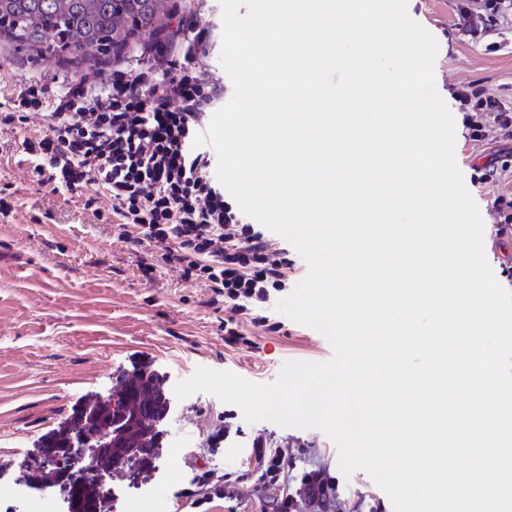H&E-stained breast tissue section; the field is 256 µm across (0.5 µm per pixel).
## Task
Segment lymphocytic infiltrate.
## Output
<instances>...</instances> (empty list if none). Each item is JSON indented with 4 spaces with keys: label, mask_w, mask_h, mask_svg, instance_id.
Returning a JSON list of instances; mask_svg holds the SVG:
<instances>
[{
    "label": "lymphocytic infiltrate",
    "mask_w": 512,
    "mask_h": 512,
    "mask_svg": "<svg viewBox=\"0 0 512 512\" xmlns=\"http://www.w3.org/2000/svg\"><path fill=\"white\" fill-rule=\"evenodd\" d=\"M180 11L169 40L182 48L183 66L157 59L132 74L116 71L52 92L29 80L9 97L0 125L38 117L43 133L21 146L40 183L70 193L95 185L121 238L148 242L164 264L204 284L212 303L275 332L278 324L262 311L275 304L293 266L288 242L242 222L214 176L210 149L193 144L224 87L195 69L209 41L189 0ZM251 457L262 488L274 493L270 512H293L292 480L315 512L335 502L334 481L318 470L289 478L287 456L266 439H254Z\"/></svg>",
    "instance_id": "f902f5d3"
}]
</instances>
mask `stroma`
Listing matches in <instances>:
<instances>
[{
    "label": "stroma",
    "instance_id": "35a3bbf8",
    "mask_svg": "<svg viewBox=\"0 0 512 512\" xmlns=\"http://www.w3.org/2000/svg\"><path fill=\"white\" fill-rule=\"evenodd\" d=\"M200 4L210 49L196 67L223 81L229 99L233 85L220 64L221 6L219 0ZM408 13L438 42L434 79L443 100L469 86L512 108V18L485 10L483 0H408ZM97 76L89 67L0 40V102L20 79L54 87ZM41 129L38 122L0 126V197L11 206L0 215V512H28L35 497L48 501L50 512H65L52 490H34L22 475L41 462L45 434L85 400L110 395L124 375L153 371L169 391L200 367L269 384L285 362L324 363L334 355L323 334L276 310L270 319L279 331L244 320L239 330L246 344H225L230 310L212 303L207 288L179 269L155 261L148 244L119 238L86 209L95 186L75 195L37 181L18 149ZM457 130L455 159L483 220L487 261L512 290V227L494 208L498 195L512 194V133L488 122L484 139L475 141L465 125ZM492 158L500 166L486 182L483 167ZM222 427L229 437L214 456L208 438ZM164 429L163 450L147 480L132 484L117 471L104 477L112 512H192L177 505L175 493L206 470L213 483L236 493L237 512H261L264 496L250 457L259 436L281 448L296 472L322 467L335 476L343 504L325 512H393L365 470L341 472L338 448L321 429L249 423L239 407L206 392L172 397Z\"/></svg>",
    "mask_w": 512,
    "mask_h": 512
}]
</instances>
